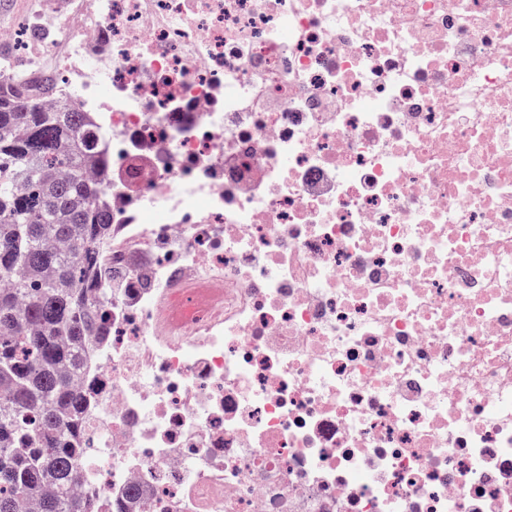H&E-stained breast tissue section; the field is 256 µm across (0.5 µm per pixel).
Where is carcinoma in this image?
<instances>
[{
    "instance_id": "cac0c4a2",
    "label": "carcinoma",
    "mask_w": 512,
    "mask_h": 512,
    "mask_svg": "<svg viewBox=\"0 0 512 512\" xmlns=\"http://www.w3.org/2000/svg\"><path fill=\"white\" fill-rule=\"evenodd\" d=\"M52 79L0 73V512H92L83 475L76 374L94 364L112 306L99 252L112 216L101 136Z\"/></svg>"
}]
</instances>
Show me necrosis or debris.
<instances>
[{
  "label": "necrosis or debris",
  "mask_w": 512,
  "mask_h": 512,
  "mask_svg": "<svg viewBox=\"0 0 512 512\" xmlns=\"http://www.w3.org/2000/svg\"><path fill=\"white\" fill-rule=\"evenodd\" d=\"M45 19L112 157L93 512H512V0Z\"/></svg>",
  "instance_id": "necrosis-or-debris-1"
}]
</instances>
